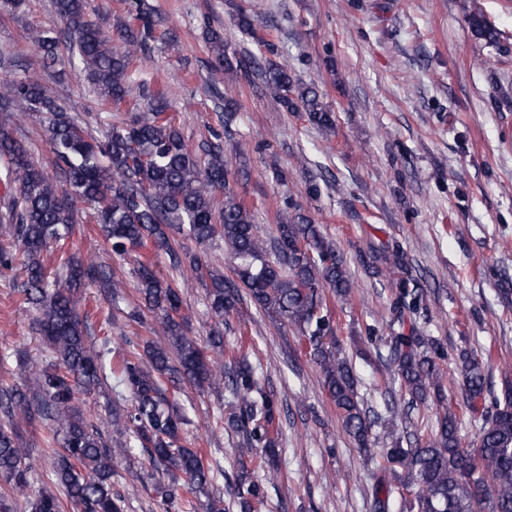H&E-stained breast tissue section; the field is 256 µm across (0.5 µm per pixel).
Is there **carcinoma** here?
I'll return each instance as SVG.
<instances>
[{
	"label": "carcinoma",
	"mask_w": 512,
	"mask_h": 512,
	"mask_svg": "<svg viewBox=\"0 0 512 512\" xmlns=\"http://www.w3.org/2000/svg\"><path fill=\"white\" fill-rule=\"evenodd\" d=\"M54 7L67 21V31L32 35L43 63L77 67L80 79L100 100L120 104L128 95L130 71L154 39L152 24L140 17L138 33L120 36L116 45L87 20L86 0H54ZM468 23L476 39L499 46L496 30L482 15L471 14ZM237 25L258 45H266L250 15L239 13ZM211 48L215 71L257 79L262 91L286 111L305 113L327 136L335 132V114L324 94L298 83L287 64L253 53L232 58L218 33L211 37ZM167 108L165 94L156 93L151 113L111 121L96 138L85 134L68 107L39 79H15L0 89V160L6 181L15 183L16 190L7 196L0 215L11 241L8 247L0 244V271L19 266L25 273L20 292L35 312L34 325L47 351L38 362L14 350L21 372L34 376L36 387L0 389V481L10 494L25 498L28 512H125L126 498L113 488L112 476L124 461L131 481L143 480L142 468L135 465L136 448L158 473L152 490L164 512L195 509L201 496L207 497L204 512H224V499L209 496L211 468L189 446L185 432L191 420L169 388L224 384L234 397L228 422L243 438L236 449L239 460L254 457L259 448L275 455L280 410L273 394L259 385L247 352L239 348L224 358L223 327L242 301L243 289L257 310L287 323L305 340L343 431L356 448L370 447L376 420L359 396L353 362L337 345L325 302V292L345 300L353 287L335 242L286 197L277 210L275 235L267 241L257 230L253 211L230 187L232 170L224 160L223 144L207 140L199 150L190 149ZM28 112L43 116L58 178L3 128L11 115ZM219 192L224 193L221 204L215 200ZM82 202L91 206L114 256L125 258L146 245L167 256L168 280L151 263L138 261L141 303L128 312L134 321L141 319L142 310L152 312L162 340L142 343L137 336H125L117 348L109 336L98 344L90 340L89 315L81 311L85 286H107L112 305L122 297L98 263L62 250L61 241ZM177 235L200 247L223 241L233 277L217 272L200 253L185 261L175 243ZM383 259L391 269L388 333L382 343L392 383L408 396V407L434 400L442 413L425 444L406 448L394 436L393 420L383 421L391 447L381 455L382 468L393 481L374 485L376 510L392 512L397 490L403 494L400 512H512V388L505 389L504 402L496 403L491 414H481L478 446L462 447L460 420L445 403L437 362L443 356L441 346L413 328L403 331L405 317L424 304L422 290L411 285L398 250L386 251ZM187 269L209 281L206 299L216 325L204 341L190 334L182 313L180 280ZM458 360L471 412L480 414L477 402L485 400L487 388L484 361L466 349ZM110 381L117 395L130 400V406L114 405L108 412L112 432L125 438L118 448L80 407L81 397L99 393ZM23 421L50 426L45 447H60L54 452L53 476L65 498L48 488L28 493L33 450L22 442ZM235 498L239 512H259L267 500L266 487L241 479Z\"/></svg>",
	"instance_id": "carcinoma-1"
}]
</instances>
